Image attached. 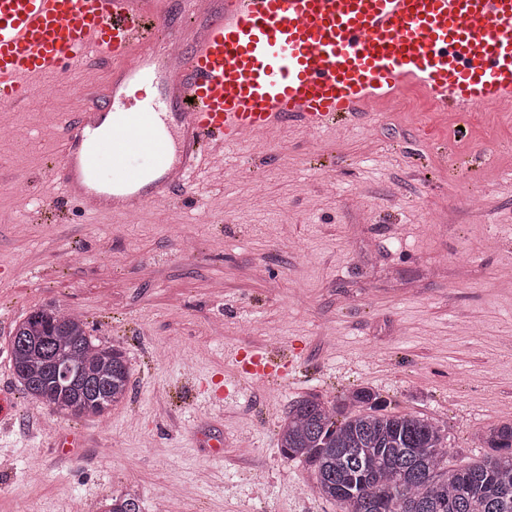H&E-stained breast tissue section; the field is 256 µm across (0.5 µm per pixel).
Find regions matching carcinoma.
<instances>
[{"label":"carcinoma","mask_w":512,"mask_h":512,"mask_svg":"<svg viewBox=\"0 0 512 512\" xmlns=\"http://www.w3.org/2000/svg\"><path fill=\"white\" fill-rule=\"evenodd\" d=\"M10 359L23 394L57 414L101 417L129 392L131 368L120 347L99 343L84 320L55 305L15 325ZM388 406L368 387L337 402L308 394L281 420V454L308 464L316 493L342 512H512V421L480 434L488 449L481 461L443 471L442 429ZM104 512L144 510L128 490Z\"/></svg>","instance_id":"cac0c4a2"}]
</instances>
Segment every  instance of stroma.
Masks as SVG:
<instances>
[{"label":"stroma","mask_w":512,"mask_h":512,"mask_svg":"<svg viewBox=\"0 0 512 512\" xmlns=\"http://www.w3.org/2000/svg\"><path fill=\"white\" fill-rule=\"evenodd\" d=\"M78 106L0 112V157L47 205L58 118ZM459 124L407 89L344 125L260 133L134 224H46L0 185V512H98L130 486L170 512H340L283 459L278 423L358 386L444 429L449 468L481 459L476 433L512 406V103ZM51 303L126 353L105 417L20 389L11 330ZM284 342L299 380L255 382L251 357Z\"/></svg>","instance_id":"1"}]
</instances>
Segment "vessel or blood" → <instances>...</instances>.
I'll return each mask as SVG.
<instances>
[{
    "label": "vessel or blood",
    "mask_w": 512,
    "mask_h": 512,
    "mask_svg": "<svg viewBox=\"0 0 512 512\" xmlns=\"http://www.w3.org/2000/svg\"><path fill=\"white\" fill-rule=\"evenodd\" d=\"M167 0H0V112L49 88L62 114L49 165L55 205L131 216L185 194L203 161L289 124L347 122L402 88L471 123L512 102V0H211L179 61L147 36ZM104 82L75 78L88 60ZM261 353L255 381L283 373Z\"/></svg>",
    "instance_id": "1"
}]
</instances>
